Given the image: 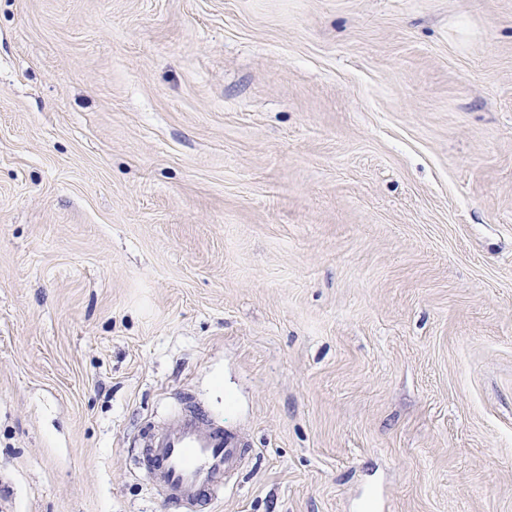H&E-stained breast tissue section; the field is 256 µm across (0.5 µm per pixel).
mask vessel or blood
Segmentation results:
<instances>
[{
	"instance_id": "vessel-or-blood-1",
	"label": "vessel or blood",
	"mask_w": 512,
	"mask_h": 512,
	"mask_svg": "<svg viewBox=\"0 0 512 512\" xmlns=\"http://www.w3.org/2000/svg\"><path fill=\"white\" fill-rule=\"evenodd\" d=\"M246 451L239 433L187 399L142 448L138 465L175 512H204L223 495Z\"/></svg>"
}]
</instances>
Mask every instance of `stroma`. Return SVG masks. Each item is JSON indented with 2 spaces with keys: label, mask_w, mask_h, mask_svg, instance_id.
<instances>
[{
  "label": "stroma",
  "mask_w": 512,
  "mask_h": 512,
  "mask_svg": "<svg viewBox=\"0 0 512 512\" xmlns=\"http://www.w3.org/2000/svg\"><path fill=\"white\" fill-rule=\"evenodd\" d=\"M512 512V0H0V512ZM246 451L239 433L224 428L188 398L137 460L176 511L206 512L204 506L224 495L227 477L238 469Z\"/></svg>",
  "instance_id": "stroma-1"
}]
</instances>
